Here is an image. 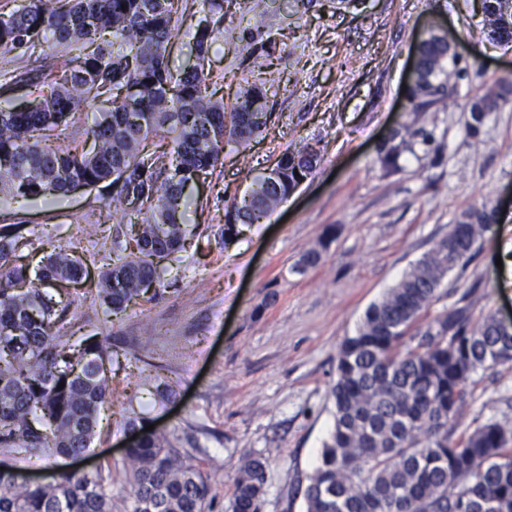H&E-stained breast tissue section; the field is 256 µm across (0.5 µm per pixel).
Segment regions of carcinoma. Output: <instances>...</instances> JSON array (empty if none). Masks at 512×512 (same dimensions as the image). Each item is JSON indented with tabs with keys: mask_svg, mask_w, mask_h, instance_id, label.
Returning a JSON list of instances; mask_svg holds the SVG:
<instances>
[{
	"mask_svg": "<svg viewBox=\"0 0 512 512\" xmlns=\"http://www.w3.org/2000/svg\"><path fill=\"white\" fill-rule=\"evenodd\" d=\"M181 0H4L0 58L26 55L19 74L0 78L30 90L21 109L0 108V202L52 201L78 187L98 189L129 237L112 238V262L96 292L105 312L175 292L158 271L185 250V189L211 174L230 143L246 149L272 119L262 81L240 87L226 103L209 91V51L224 35L225 0H199L209 16L195 30L194 63L173 71L168 46L178 32ZM491 39L512 43V0H483ZM52 39L58 60L40 52ZM448 41L429 33L409 84V108L425 109L446 90L441 76ZM109 119L90 127L93 148L52 145L78 133L95 103ZM512 103V82L473 102L469 133ZM407 141L394 133L378 149L393 173ZM315 150H287L224 208V239L238 225L267 217L316 168ZM494 223L474 208L419 259L356 332L341 342L331 388L333 427L303 490L305 512H512V419L459 428L475 376L512 362V334L489 311L474 316L470 293L424 327L417 323L442 298L449 272L470 257ZM23 247L44 252L36 270L17 260ZM87 260L25 222L0 224V447L41 459L90 451L100 410L109 400L106 339L75 347L67 336L71 302L62 287L80 282ZM133 512H208L209 486L194 458L155 431L127 450ZM268 480L261 456L245 459L228 512H262ZM0 512H112L102 472H59L31 484L0 470Z\"/></svg>",
	"mask_w": 512,
	"mask_h": 512,
	"instance_id": "cac0c4a2",
	"label": "carcinoma"
}]
</instances>
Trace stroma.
Here are the masks:
<instances>
[{
	"label": "stroma",
	"mask_w": 512,
	"mask_h": 512,
	"mask_svg": "<svg viewBox=\"0 0 512 512\" xmlns=\"http://www.w3.org/2000/svg\"><path fill=\"white\" fill-rule=\"evenodd\" d=\"M480 0H241L211 47V87L232 98L243 79L265 80L274 118L246 153L225 150L221 165L190 184L185 223L196 236L170 261L175 292L117 314L95 302L102 264L71 289L70 334L112 339V404L88 458L55 454L29 461L0 448V467L52 475L102 469L112 512H132L122 449L127 418L155 426L190 452L208 479L213 512H225L244 459L264 456L262 512H305V487L333 425L336 355L368 306L381 300L473 208L512 212V106L490 113L478 136L469 106L512 81V45L490 39ZM455 49L447 93L410 111L404 85L417 43L430 31ZM420 130L400 168L384 173L379 140ZM314 148L311 175L259 223L224 240V208L288 149ZM64 245L107 255L116 229L96 191L0 208ZM311 250L321 259L303 269ZM512 249L497 229L443 288L470 292L476 312L512 318ZM159 364L173 393L139 386L140 361ZM512 418V363L486 374L459 418Z\"/></svg>",
	"instance_id": "obj_1"
}]
</instances>
